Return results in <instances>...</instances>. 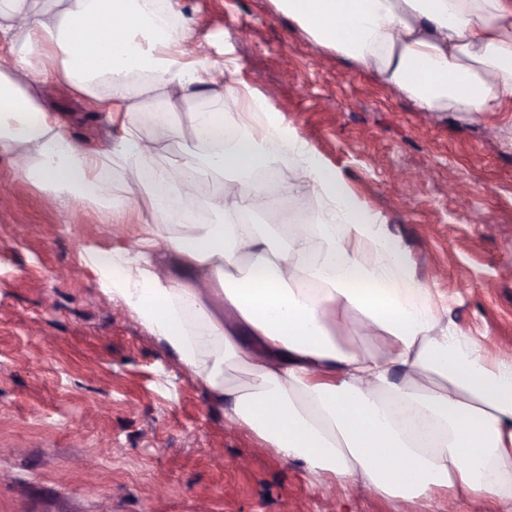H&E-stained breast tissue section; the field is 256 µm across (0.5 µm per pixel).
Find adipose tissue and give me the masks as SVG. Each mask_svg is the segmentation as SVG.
I'll return each mask as SVG.
<instances>
[{
  "label": "adipose tissue",
  "instance_id": "ef3b65f1",
  "mask_svg": "<svg viewBox=\"0 0 512 512\" xmlns=\"http://www.w3.org/2000/svg\"><path fill=\"white\" fill-rule=\"evenodd\" d=\"M276 2L420 111L512 104V0ZM228 71L179 0H0V157L62 203L136 208L135 243L85 264L229 426L330 488L512 512V359L449 321L386 216ZM60 86L106 140L46 110ZM202 92L241 110L189 111Z\"/></svg>",
  "mask_w": 512,
  "mask_h": 512
}]
</instances>
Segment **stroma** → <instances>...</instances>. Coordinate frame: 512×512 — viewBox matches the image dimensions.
<instances>
[{
	"instance_id": "35a3bbf8",
	"label": "stroma",
	"mask_w": 512,
	"mask_h": 512,
	"mask_svg": "<svg viewBox=\"0 0 512 512\" xmlns=\"http://www.w3.org/2000/svg\"><path fill=\"white\" fill-rule=\"evenodd\" d=\"M180 9L209 57L235 60L236 79L386 216L449 319L484 345L512 343V112L419 111L307 41L274 0H180ZM46 105L76 138L108 132L65 89ZM10 169L1 158L0 512H448L362 487L330 494L225 425L85 267L86 245L135 239L136 212L61 209ZM452 182L463 196L449 194Z\"/></svg>"
}]
</instances>
